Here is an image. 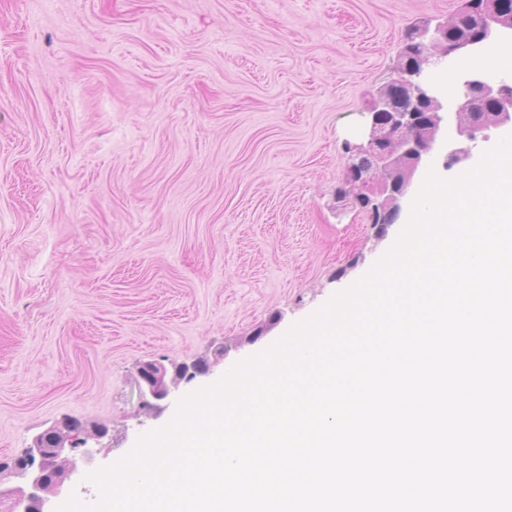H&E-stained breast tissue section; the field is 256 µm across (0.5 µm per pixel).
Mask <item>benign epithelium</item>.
<instances>
[{
	"instance_id": "obj_1",
	"label": "benign epithelium",
	"mask_w": 512,
	"mask_h": 512,
	"mask_svg": "<svg viewBox=\"0 0 512 512\" xmlns=\"http://www.w3.org/2000/svg\"><path fill=\"white\" fill-rule=\"evenodd\" d=\"M447 30L446 23L434 28L422 25L414 30L413 38L421 52L400 72L408 88V103L400 105L387 93H377L368 109L366 142L349 147L355 157L348 167L352 175V195L364 201V211L372 217L386 208H400L414 178L429 161L433 146H439L445 153L447 168L471 154L478 137L458 117L469 112L475 97L495 104L493 126L512 127V79L496 77L465 63V59L483 50L496 35L512 32V19L504 20L496 5L491 3L478 40L457 42L439 52L436 47L445 39ZM450 55L458 61L457 90L446 93L436 83L434 71L448 64ZM421 109L426 110L430 118L425 138L414 134L420 125ZM138 385L143 396L155 400L166 398L169 394L166 367L159 362H146L140 369ZM67 446L74 448L76 444L60 432L50 440L44 434L34 440L13 467L14 474L26 479L27 487L0 489V506L8 504L3 512H47L41 493L58 487L65 471L73 472L77 468L74 460L66 469L58 465Z\"/></svg>"
}]
</instances>
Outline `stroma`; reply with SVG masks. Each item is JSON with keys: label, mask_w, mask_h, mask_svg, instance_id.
Here are the masks:
<instances>
[{"label": "stroma", "mask_w": 512, "mask_h": 512, "mask_svg": "<svg viewBox=\"0 0 512 512\" xmlns=\"http://www.w3.org/2000/svg\"><path fill=\"white\" fill-rule=\"evenodd\" d=\"M462 0H0V462L66 421L92 473L368 274L337 201L409 30ZM512 135L488 128L452 180ZM192 378L145 403L144 361Z\"/></svg>", "instance_id": "35a3bbf8"}]
</instances>
